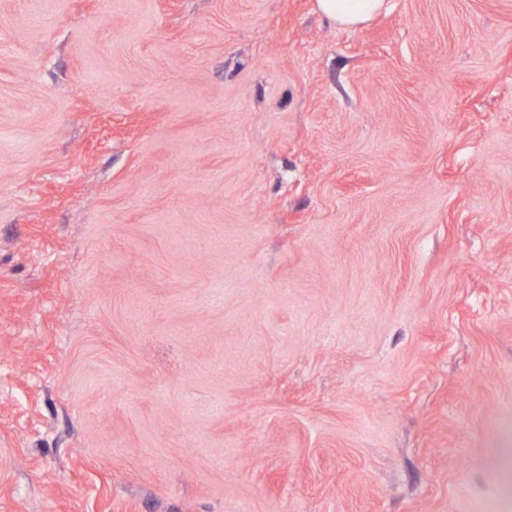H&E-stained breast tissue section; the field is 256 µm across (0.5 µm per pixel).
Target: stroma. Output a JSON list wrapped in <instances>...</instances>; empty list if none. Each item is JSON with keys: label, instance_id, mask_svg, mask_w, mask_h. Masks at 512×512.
<instances>
[{"label": "stroma", "instance_id": "stroma-1", "mask_svg": "<svg viewBox=\"0 0 512 512\" xmlns=\"http://www.w3.org/2000/svg\"><path fill=\"white\" fill-rule=\"evenodd\" d=\"M512 0H0V512H512ZM385 0H316L318 13L333 25L357 27L378 15Z\"/></svg>", "mask_w": 512, "mask_h": 512}]
</instances>
